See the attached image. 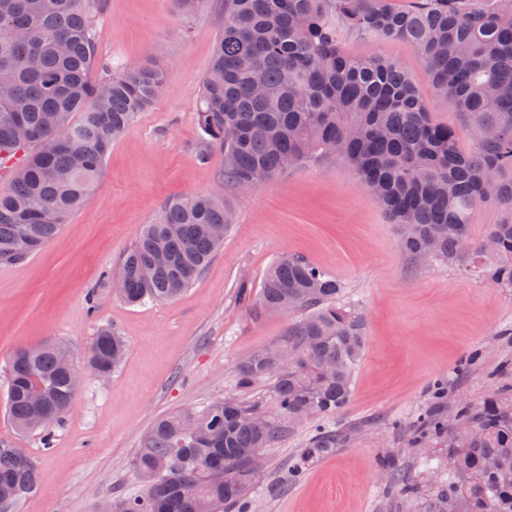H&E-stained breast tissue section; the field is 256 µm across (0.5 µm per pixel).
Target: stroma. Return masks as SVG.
<instances>
[{"label": "stroma", "mask_w": 512, "mask_h": 512, "mask_svg": "<svg viewBox=\"0 0 512 512\" xmlns=\"http://www.w3.org/2000/svg\"><path fill=\"white\" fill-rule=\"evenodd\" d=\"M224 25L223 0H205L185 19L177 0H103L96 23L99 56L112 68L157 63L164 86L113 142L97 188L37 253L0 264V442L27 448L39 492L17 512H96L104 498L142 492L132 460L154 421L179 407L223 398L236 366L280 338L296 314L262 315L236 296L240 281L261 292L276 260L299 256L334 276L342 302L364 314L367 344L349 404L324 423L345 444L311 463L291 484L282 478L319 423L294 425L264 449L250 487L256 512H423L448 468L442 448L413 444L410 426L433 405L437 383L457 400L512 388V293L443 263L419 265L399 246V229L343 160L308 163L251 192L225 188L233 226L203 273L177 298L131 306L101 285L102 274L178 196L219 189L224 156L198 151L202 81ZM353 55L400 63L431 119L470 132L452 103L436 94L404 41L344 36ZM111 325L129 350L107 379L86 374L50 445L20 436L6 411V367L19 348L67 340L83 351L97 326ZM484 361L460 373L475 349ZM415 482L404 496L392 479Z\"/></svg>", "instance_id": "stroma-1"}]
</instances>
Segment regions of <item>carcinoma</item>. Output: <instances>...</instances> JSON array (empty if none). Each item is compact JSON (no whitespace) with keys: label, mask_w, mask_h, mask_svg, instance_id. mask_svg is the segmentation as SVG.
Instances as JSON below:
<instances>
[{"label":"carcinoma","mask_w":512,"mask_h":512,"mask_svg":"<svg viewBox=\"0 0 512 512\" xmlns=\"http://www.w3.org/2000/svg\"><path fill=\"white\" fill-rule=\"evenodd\" d=\"M101 0H0V264L26 259L52 241L96 188L112 142L147 110L163 71L130 64L94 82V20ZM345 32L410 44L434 91L449 99L476 149L462 153L455 131L433 123L403 67L342 49ZM81 113L78 122L72 114ZM200 156L224 153L222 182L252 189L312 159L340 157L401 229L400 247L464 271L485 261L493 286L512 292V0H224V29L203 81ZM506 212L484 244L468 237L474 209ZM224 196L174 198L144 224L115 267L129 304L172 299L188 288L224 241ZM340 283L300 257L268 269L254 299L262 314L303 312L282 338L237 365L236 394L172 411L153 424L133 467L143 494L108 499V512H253L248 495L259 452L290 424L330 417L352 395L366 343L363 314L339 302ZM88 370L113 372L125 339L97 328ZM61 341L17 350L7 366V415L15 430L49 444L76 392ZM270 382L278 414L238 394ZM419 415L416 444L448 451L425 512H512V391L454 410ZM341 435L318 428L288 468L296 480L336 452ZM38 487L37 466L0 443V512H16Z\"/></svg>","instance_id":"1"}]
</instances>
